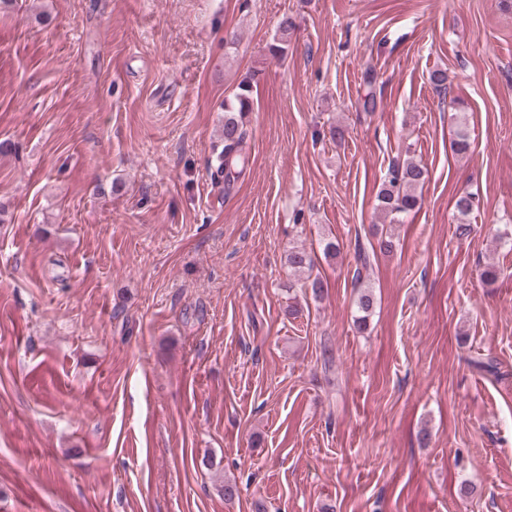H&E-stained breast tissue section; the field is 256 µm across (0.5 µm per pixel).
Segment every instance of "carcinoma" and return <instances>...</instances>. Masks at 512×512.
<instances>
[{
  "label": "carcinoma",
  "mask_w": 512,
  "mask_h": 512,
  "mask_svg": "<svg viewBox=\"0 0 512 512\" xmlns=\"http://www.w3.org/2000/svg\"><path fill=\"white\" fill-rule=\"evenodd\" d=\"M294 31V22L288 16L281 19L274 44L270 51L277 55L288 45V38ZM370 88L358 99L361 112L377 111L379 102L376 91L371 88L373 75L365 73ZM253 90L249 81L242 80L232 97L224 100V150L219 156L218 170L224 173V190L228 191L242 171L239 165L245 164V146L249 137L245 125L246 113L253 109ZM427 178V169L420 162L409 157L390 163L388 174L377 193V210L384 215L408 214L420 204L418 190ZM288 264L296 272L309 271L314 266L311 253L304 248H292L288 254ZM374 306L372 292L365 289L357 299L358 325L365 324Z\"/></svg>",
  "instance_id": "carcinoma-1"
}]
</instances>
